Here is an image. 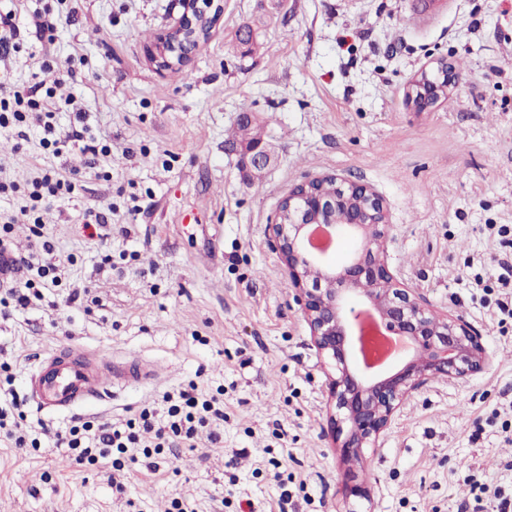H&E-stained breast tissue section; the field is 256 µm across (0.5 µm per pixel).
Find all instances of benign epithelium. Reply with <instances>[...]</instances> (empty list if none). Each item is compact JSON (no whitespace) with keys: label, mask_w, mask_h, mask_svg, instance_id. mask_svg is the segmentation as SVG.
<instances>
[{"label":"benign epithelium","mask_w":512,"mask_h":512,"mask_svg":"<svg viewBox=\"0 0 512 512\" xmlns=\"http://www.w3.org/2000/svg\"><path fill=\"white\" fill-rule=\"evenodd\" d=\"M180 2L181 17L157 37L151 53L160 69L185 65L212 31L209 10L222 9L214 0ZM452 72L444 61L436 76L424 72L413 81L408 98L417 111L425 112L447 97ZM237 151L248 170L270 162L261 142ZM387 224L383 202L369 185L330 175L295 185L271 225L313 344L335 362L336 373L328 382L337 411L332 425L340 457L347 463L363 461V449L376 441L412 392L430 381L462 379L481 371L485 363L482 344L462 318L437 314L390 270L380 245ZM318 226L333 239H354L356 247L344 263L338 265L311 248L309 235ZM364 313L404 344L400 353L373 367L360 360Z\"/></svg>","instance_id":"benign-epithelium-1"}]
</instances>
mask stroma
I'll list each match as a JSON object with an SVG mask.
<instances>
[{
	"instance_id": "stroma-1",
	"label": "stroma",
	"mask_w": 512,
	"mask_h": 512,
	"mask_svg": "<svg viewBox=\"0 0 512 512\" xmlns=\"http://www.w3.org/2000/svg\"><path fill=\"white\" fill-rule=\"evenodd\" d=\"M222 4L187 65L160 71L148 49L180 0H0L21 31L0 76L56 80V101L72 100L112 149L102 178L78 175L46 216L61 284L0 313V381L26 423L54 427L70 414L38 411L25 377L61 342L130 353L156 372L83 409L94 421L145 409L165 420L164 394L192 380L224 390L223 422L157 455L153 472L128 464L108 479L51 442L0 440V512H166L175 498L197 512H491L483 486L512 494V319L498 309L512 283L497 266L512 255V0ZM47 9L60 22L40 39ZM443 60L458 74L447 100L414 111L409 83ZM243 112L273 154L256 179L226 144ZM39 158L67 168L81 154L0 132V178L25 188ZM327 174L373 187L390 218L389 267L430 309L467 321L487 358L413 392L360 467L340 459L329 367L270 230L295 184ZM107 205L116 228L88 240L79 213ZM190 208L199 223H182ZM355 484L367 498H348Z\"/></svg>"
}]
</instances>
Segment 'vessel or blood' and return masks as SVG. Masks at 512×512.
Listing matches in <instances>:
<instances>
[{
    "instance_id": "obj_1",
    "label": "vessel or blood",
    "mask_w": 512,
    "mask_h": 512,
    "mask_svg": "<svg viewBox=\"0 0 512 512\" xmlns=\"http://www.w3.org/2000/svg\"><path fill=\"white\" fill-rule=\"evenodd\" d=\"M136 362L113 364L111 357L65 344L49 351L29 373L26 387L38 409L70 412L97 400L104 390L147 379Z\"/></svg>"
}]
</instances>
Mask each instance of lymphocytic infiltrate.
Listing matches in <instances>:
<instances>
[{"label":"lymphocytic infiltrate","instance_id":"1","mask_svg":"<svg viewBox=\"0 0 512 512\" xmlns=\"http://www.w3.org/2000/svg\"><path fill=\"white\" fill-rule=\"evenodd\" d=\"M53 97V89L46 81L19 90L8 79L1 78L0 129L11 131L24 141L28 138L29 127L37 126L42 131V148L53 149L59 154L79 147L81 154L88 157L87 167H95L98 157L108 156L109 146L96 145L82 111H75V121L69 127H60L55 120ZM78 173L75 167L65 175L51 166H37L26 203L19 208V214L28 218L33 232H41L44 216L55 203L69 198L75 189L73 178ZM19 264L26 268L29 276L0 292L1 306L11 302L28 306L32 300L42 299L45 290L58 284L55 246L49 238L43 237L38 251L20 257ZM164 400L168 404L166 423H156L147 409L141 412L138 421L122 426L78 420L53 432L54 445L65 449L76 465L88 464L98 469L109 465L118 469L123 463L136 464L164 449L191 442L200 428L224 417L220 399L194 382L177 393L165 394Z\"/></svg>","mask_w":512,"mask_h":512}]
</instances>
